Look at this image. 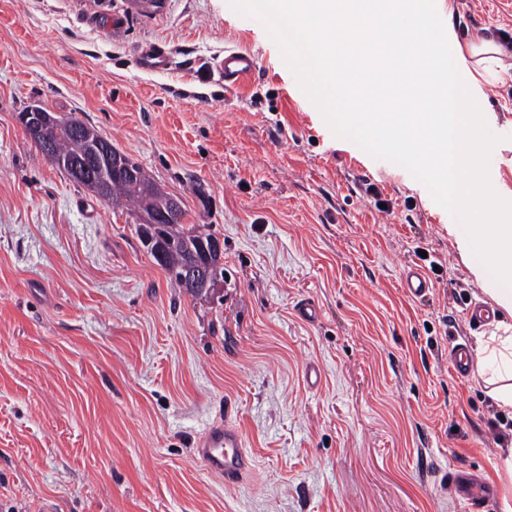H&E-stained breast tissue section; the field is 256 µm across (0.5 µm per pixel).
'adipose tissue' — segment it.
<instances>
[{"instance_id":"ef3b65f1","label":"adipose tissue","mask_w":512,"mask_h":512,"mask_svg":"<svg viewBox=\"0 0 512 512\" xmlns=\"http://www.w3.org/2000/svg\"><path fill=\"white\" fill-rule=\"evenodd\" d=\"M474 366L498 406L512 409V324L497 321L489 340L476 348Z\"/></svg>"}]
</instances>
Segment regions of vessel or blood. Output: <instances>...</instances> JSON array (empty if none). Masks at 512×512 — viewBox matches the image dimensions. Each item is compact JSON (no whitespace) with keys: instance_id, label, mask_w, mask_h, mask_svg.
Returning a JSON list of instances; mask_svg holds the SVG:
<instances>
[{"instance_id":"b4317fda","label":"vessel or blood","mask_w":512,"mask_h":512,"mask_svg":"<svg viewBox=\"0 0 512 512\" xmlns=\"http://www.w3.org/2000/svg\"><path fill=\"white\" fill-rule=\"evenodd\" d=\"M215 68L225 84L235 85L256 69L254 56L246 50H228L216 58ZM403 286L416 298L425 297L430 283L417 268L407 269ZM194 453L207 469L223 477L225 484L242 482L250 473L253 461L245 449L240 431L229 423L210 425L196 442ZM448 488L467 512H484L496 493L476 473L456 468L448 473Z\"/></svg>"}]
</instances>
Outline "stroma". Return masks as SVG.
Wrapping results in <instances>:
<instances>
[{"instance_id": "1", "label": "stroma", "mask_w": 512, "mask_h": 512, "mask_svg": "<svg viewBox=\"0 0 512 512\" xmlns=\"http://www.w3.org/2000/svg\"><path fill=\"white\" fill-rule=\"evenodd\" d=\"M435 5L461 43L512 33V0ZM151 45L171 69L142 68ZM239 48L257 68L228 88L212 61ZM280 60L228 0H0V512H461L452 467L494 487L489 512H512V413L448 363L491 334L466 321L492 301L453 217L334 137ZM477 94L502 137L490 179L512 199L511 57ZM33 105L92 126L183 225L223 240L218 288L174 287L138 216L19 126ZM433 261L440 278L409 297L405 267ZM224 418L254 461L236 486L193 451Z\"/></svg>"}]
</instances>
